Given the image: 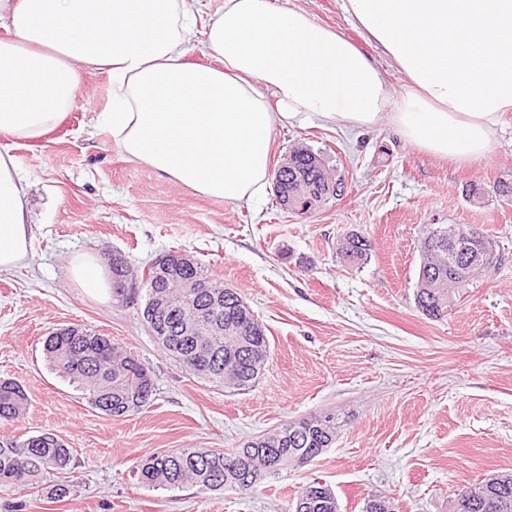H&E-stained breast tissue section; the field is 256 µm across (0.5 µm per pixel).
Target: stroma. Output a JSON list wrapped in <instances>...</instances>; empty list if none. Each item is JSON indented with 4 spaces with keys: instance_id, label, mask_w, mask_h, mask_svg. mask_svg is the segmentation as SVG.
Listing matches in <instances>:
<instances>
[{
    "instance_id": "stroma-1",
    "label": "stroma",
    "mask_w": 512,
    "mask_h": 512,
    "mask_svg": "<svg viewBox=\"0 0 512 512\" xmlns=\"http://www.w3.org/2000/svg\"><path fill=\"white\" fill-rule=\"evenodd\" d=\"M304 9L374 54L341 0H273ZM112 80L85 76L64 119L12 153L35 221L33 256L0 272V379L27 391L30 409L0 422V441L52 432L73 450L64 477L32 496H0V512H289L300 487L331 485L341 512L371 495L398 512H448L457 488L512 470V198L470 204L469 184L512 175V112L491 156L457 166L407 144L381 123L340 132L280 128L271 166L303 143L341 170L346 190L320 211L281 209L274 191L256 206L193 194L130 159L97 116ZM434 224H472L498 262L457 294L447 317L422 315L414 292L419 241ZM372 245L366 264L342 265L338 241ZM169 250L192 253L234 288L266 328L271 355L250 390L186 372L150 336L140 302L94 299L76 288L74 256L120 252L148 267ZM78 325L130 349L154 375L149 407L125 418L94 409L52 370L43 338ZM334 414L336 441L312 463L251 495L143 487L137 466L177 448L225 450L292 420ZM69 486L54 499L50 488Z\"/></svg>"
}]
</instances>
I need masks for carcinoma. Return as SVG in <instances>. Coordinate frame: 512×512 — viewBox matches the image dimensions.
<instances>
[{
	"label": "carcinoma",
	"instance_id": "carcinoma-1",
	"mask_svg": "<svg viewBox=\"0 0 512 512\" xmlns=\"http://www.w3.org/2000/svg\"><path fill=\"white\" fill-rule=\"evenodd\" d=\"M288 202L301 200L303 212L311 206L321 210L328 205V185L343 179L339 172L326 166L322 154L306 146L289 152ZM472 228L470 224L442 225L430 230L420 243L422 262L419 273L428 276L429 288H416L415 305L430 319H441L453 305L459 289L476 278V272L458 274L453 267L452 251L459 235ZM371 243L354 233L348 244L336 248V257L350 266H361L368 260ZM137 272L123 258L112 262V293ZM177 304L184 305L165 316L167 335L154 341L172 358L185 356L183 367L212 383L230 384L246 391L261 376L252 355L270 346L263 326L257 324L243 298L232 288L212 277L202 266H174L149 275ZM189 279L201 280L205 288H182ZM46 360L60 376L66 378L86 396L92 407L113 418L126 417L150 405L156 395L155 381L149 366L132 352L112 344V339L83 328L68 332H52L43 340ZM30 401L21 385L0 380V422L23 418ZM300 433L299 441H288L282 429L255 437L238 448L212 450L182 448L176 452L153 453L138 465L140 483L154 490H172L193 485L199 490H236L249 483L251 491L268 480L276 479L288 469L313 460L336 440V415L293 421ZM71 449L55 434L42 432L28 437L18 436L0 442V493L15 495L40 492L47 476L67 469ZM491 493L503 507L496 512H512V470L496 472ZM306 483L300 487L294 512H340L336 498L314 495L306 499Z\"/></svg>",
	"mask_w": 512,
	"mask_h": 512
}]
</instances>
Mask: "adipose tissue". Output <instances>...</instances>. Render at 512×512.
<instances>
[{
    "label": "adipose tissue",
    "instance_id": "obj_1",
    "mask_svg": "<svg viewBox=\"0 0 512 512\" xmlns=\"http://www.w3.org/2000/svg\"><path fill=\"white\" fill-rule=\"evenodd\" d=\"M352 24L405 78L308 12L272 0H224L198 29L191 0H0V136H43L85 74L107 73L99 125L132 159L195 194L260 202L277 128L353 130L389 122L415 148L459 165L486 160L512 111V0H344ZM214 65L188 63L190 50ZM21 171L0 146V271L32 256ZM73 281L105 299L93 254Z\"/></svg>",
    "mask_w": 512,
    "mask_h": 512
}]
</instances>
